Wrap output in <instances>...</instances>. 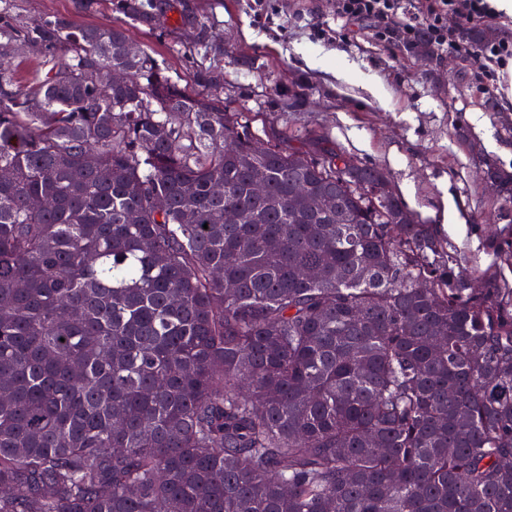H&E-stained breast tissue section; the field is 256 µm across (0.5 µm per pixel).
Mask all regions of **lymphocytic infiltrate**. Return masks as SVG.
Masks as SVG:
<instances>
[{
	"instance_id": "obj_1",
	"label": "lymphocytic infiltrate",
	"mask_w": 512,
	"mask_h": 512,
	"mask_svg": "<svg viewBox=\"0 0 512 512\" xmlns=\"http://www.w3.org/2000/svg\"><path fill=\"white\" fill-rule=\"evenodd\" d=\"M335 12L343 24L367 25L373 37L408 53L421 48L434 55L458 52L477 64L488 81L512 62V28L499 26L500 15L488 0H335ZM452 15L460 28H449ZM481 26H496L500 32L490 41L465 39V31Z\"/></svg>"
}]
</instances>
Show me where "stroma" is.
Segmentation results:
<instances>
[{
	"mask_svg": "<svg viewBox=\"0 0 512 512\" xmlns=\"http://www.w3.org/2000/svg\"><path fill=\"white\" fill-rule=\"evenodd\" d=\"M147 22L130 20L120 0H9L23 20L58 16L77 27L123 28L189 92L200 69L218 66L215 97L228 112H261L286 146L340 148L382 169L402 200L428 224H446L443 238L473 274L498 268L499 246L512 223L499 220L502 200L483 180V159L512 174V107L502 90L484 93L472 67L451 52L427 57L376 42L359 27H342L332 0H266L271 22L252 0H143ZM220 39L215 56L196 43L198 24ZM312 56L345 60L375 75L389 94L308 68Z\"/></svg>",
	"mask_w": 512,
	"mask_h": 512,
	"instance_id": "stroma-1",
	"label": "stroma"
}]
</instances>
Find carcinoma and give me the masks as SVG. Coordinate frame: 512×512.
<instances>
[{
    "label": "carcinoma",
    "instance_id": "cac0c4a2",
    "mask_svg": "<svg viewBox=\"0 0 512 512\" xmlns=\"http://www.w3.org/2000/svg\"><path fill=\"white\" fill-rule=\"evenodd\" d=\"M125 46L0 6V512H512V281Z\"/></svg>",
    "mask_w": 512,
    "mask_h": 512
}]
</instances>
